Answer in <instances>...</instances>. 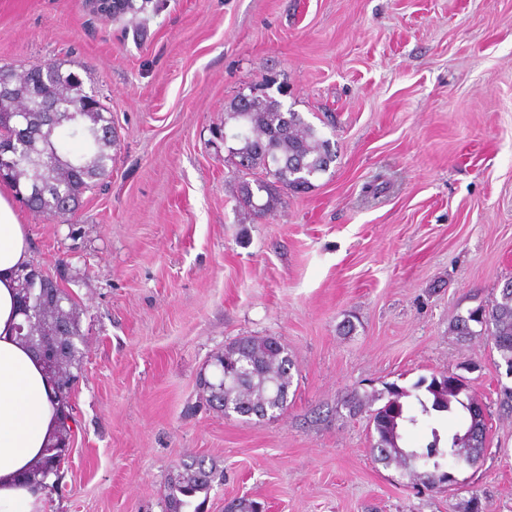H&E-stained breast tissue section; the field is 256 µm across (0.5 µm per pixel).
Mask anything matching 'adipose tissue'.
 I'll use <instances>...</instances> for the list:
<instances>
[{"mask_svg":"<svg viewBox=\"0 0 512 512\" xmlns=\"http://www.w3.org/2000/svg\"><path fill=\"white\" fill-rule=\"evenodd\" d=\"M31 264L26 226L0 188V512H53L45 489L26 479L44 461L63 412L37 353L17 334V279Z\"/></svg>","mask_w":512,"mask_h":512,"instance_id":"obj_1","label":"adipose tissue"}]
</instances>
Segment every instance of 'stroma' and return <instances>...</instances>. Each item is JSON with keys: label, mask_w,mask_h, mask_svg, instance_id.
<instances>
[{"label": "stroma", "mask_w": 512, "mask_h": 512, "mask_svg": "<svg viewBox=\"0 0 512 512\" xmlns=\"http://www.w3.org/2000/svg\"><path fill=\"white\" fill-rule=\"evenodd\" d=\"M53 61L116 135L110 177L73 216L19 208L34 264L80 310L56 512H163L191 458L224 473L200 512H462L474 493L512 512V377L486 337L451 331L512 280V0H146L111 21L84 0H0V67ZM270 75L336 159L259 219L222 133ZM244 336L294 362L277 418L205 401L200 378ZM468 359L480 465L427 491L374 462L369 417L344 398Z\"/></svg>", "instance_id": "stroma-1"}]
</instances>
